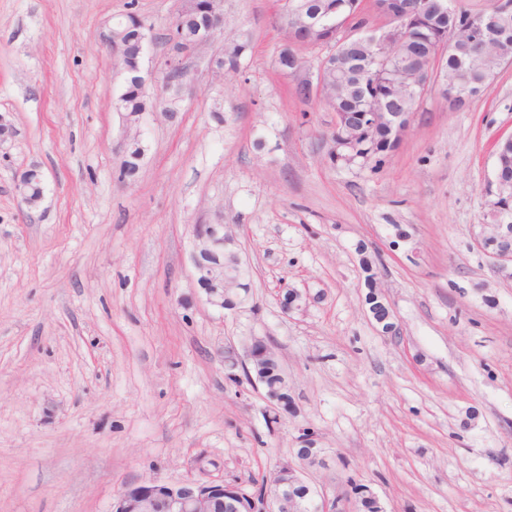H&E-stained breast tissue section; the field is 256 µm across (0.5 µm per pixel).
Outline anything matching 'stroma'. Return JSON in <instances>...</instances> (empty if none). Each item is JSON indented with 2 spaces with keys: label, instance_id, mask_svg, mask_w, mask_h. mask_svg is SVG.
<instances>
[{
  "label": "stroma",
  "instance_id": "1",
  "mask_svg": "<svg viewBox=\"0 0 512 512\" xmlns=\"http://www.w3.org/2000/svg\"><path fill=\"white\" fill-rule=\"evenodd\" d=\"M252 54L216 74L215 38L187 61L178 112L130 126L106 41L115 16L151 29L142 64L164 96V35L185 0H0V512H109L149 480L252 492L299 466V429L329 468L387 512H512V261L496 231V143L512 135V66L469 107L428 94L377 166L328 156L336 114L279 70L284 0H223ZM145 148L119 179L126 139ZM43 199L26 206L21 172ZM224 224L248 267L240 308L210 307L191 261L197 224ZM398 335L368 305L362 254ZM319 294L284 314L287 289ZM256 337L276 352L294 411L229 369Z\"/></svg>",
  "mask_w": 512,
  "mask_h": 512
}]
</instances>
